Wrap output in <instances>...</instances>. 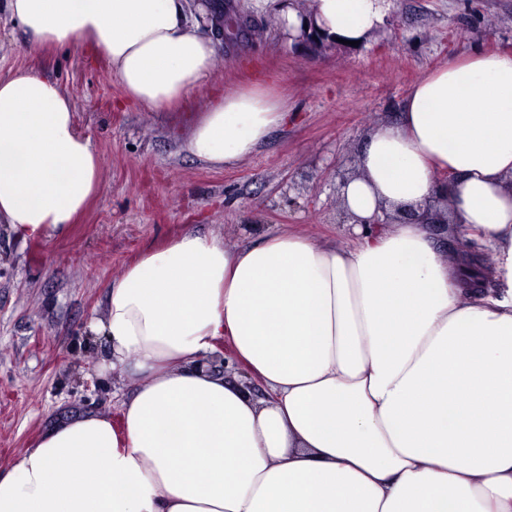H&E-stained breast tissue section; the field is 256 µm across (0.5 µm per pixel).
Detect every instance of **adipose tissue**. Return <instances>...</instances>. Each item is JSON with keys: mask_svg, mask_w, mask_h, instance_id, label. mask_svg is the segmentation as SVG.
Wrapping results in <instances>:
<instances>
[{"mask_svg": "<svg viewBox=\"0 0 512 512\" xmlns=\"http://www.w3.org/2000/svg\"><path fill=\"white\" fill-rule=\"evenodd\" d=\"M42 48L81 37L127 98L188 108L217 42L202 0H0ZM390 0H278L282 37L304 19L364 41ZM293 119L267 81L212 92L184 151L213 169ZM341 187L360 220L347 246L289 232L227 247L187 229L105 287L103 368L127 394L120 426L56 425L6 469L0 512H512V53L475 52L422 78L400 118L364 137ZM101 161L59 85L0 76V223L66 236L100 189ZM445 203L486 246L497 291L467 287L430 224L382 212ZM228 338L262 385L211 370Z\"/></svg>", "mask_w": 512, "mask_h": 512, "instance_id": "adipose-tissue-1", "label": "adipose tissue"}]
</instances>
